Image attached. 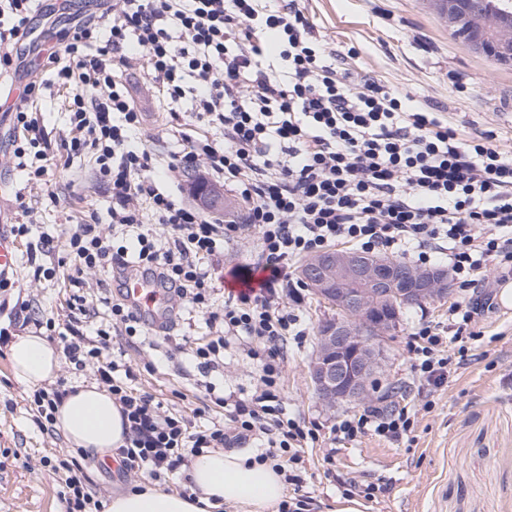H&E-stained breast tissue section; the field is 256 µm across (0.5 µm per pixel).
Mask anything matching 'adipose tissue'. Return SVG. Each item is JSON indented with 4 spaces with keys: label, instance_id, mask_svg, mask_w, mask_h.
I'll use <instances>...</instances> for the list:
<instances>
[{
    "label": "adipose tissue",
    "instance_id": "obj_1",
    "mask_svg": "<svg viewBox=\"0 0 512 512\" xmlns=\"http://www.w3.org/2000/svg\"><path fill=\"white\" fill-rule=\"evenodd\" d=\"M7 350L15 379L27 387L52 381L59 369L60 354L43 336H14ZM54 425L73 447L100 457L125 443L120 405L94 383L75 385L57 404ZM285 475V469L255 462L248 454L206 448L186 468L189 494L145 484L113 495L107 512H220L227 504L238 512H277L287 497Z\"/></svg>",
    "mask_w": 512,
    "mask_h": 512
}]
</instances>
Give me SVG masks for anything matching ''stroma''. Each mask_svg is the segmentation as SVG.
Instances as JSON below:
<instances>
[{
    "label": "stroma",
    "mask_w": 512,
    "mask_h": 512,
    "mask_svg": "<svg viewBox=\"0 0 512 512\" xmlns=\"http://www.w3.org/2000/svg\"><path fill=\"white\" fill-rule=\"evenodd\" d=\"M313 33L349 53L355 77L370 78L387 88L409 94L413 105L442 113L459 137L482 131L493 144L512 152V67L505 68L455 37L431 0H299ZM32 71L44 81L41 124L53 167L45 185L27 184L11 160V119L0 111V230L9 231L23 215L15 204L23 193L33 212L28 237L18 238V265L10 283L0 288V327L17 334L15 305L29 303L36 316L60 313L68 271L59 267L52 280L33 282L27 264L29 241L44 233L63 238L73 225L98 217L107 223L112 204L106 186L85 163H69L64 141L69 136L68 104L73 89L61 85L54 73L33 62ZM136 102L145 113L140 143L159 153L172 149L162 131L168 113L140 93ZM59 204H51L49 194ZM252 239L226 246L224 267L215 284L220 296L234 287V269L250 268L262 276ZM474 291H453L448 299L407 310L385 343L384 369L370 391V401L404 403L415 411L414 425L402 440L390 443L364 434L353 440L336 439L332 425L362 411L359 403L328 408L317 398L308 364L317 339L289 343L283 364L281 396L291 417L317 430L319 439L306 448L299 470L312 500L310 512H331L337 501L359 500L362 512H512V309L490 305L476 316L475 340L467 344L466 360L447 385L432 390L418 387L411 334L421 321H446L451 303L483 299L498 288L493 268L481 270ZM112 356L130 366L137 389L150 392L170 411L205 424L202 412L210 406L208 383L225 389L251 391L258 376L243 353L224 355L223 375L200 373L190 351L168 358L145 343L112 339ZM31 389L12 373L7 349L0 344V512H62L61 484L42 456L62 455L71 446L57 431H41L30 406ZM85 483L96 498L145 483L146 475L124 473L81 453Z\"/></svg>",
    "instance_id": "1"
}]
</instances>
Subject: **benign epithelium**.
<instances>
[{
	"mask_svg": "<svg viewBox=\"0 0 512 512\" xmlns=\"http://www.w3.org/2000/svg\"><path fill=\"white\" fill-rule=\"evenodd\" d=\"M433 4L449 29L460 24L455 0ZM195 196L208 207L224 205V195L211 187L197 189ZM301 275L338 313L320 325L308 365L316 395L330 408L366 398L382 370L383 344L396 329L398 314L379 316L378 311L390 304H424L452 291L448 271L400 269L395 259L382 255L329 251L310 258Z\"/></svg>",
	"mask_w": 512,
	"mask_h": 512,
	"instance_id": "1",
	"label": "benign epithelium"
}]
</instances>
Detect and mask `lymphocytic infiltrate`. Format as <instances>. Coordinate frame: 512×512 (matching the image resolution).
Returning <instances> with one entry per match:
<instances>
[{"instance_id":"lymphocytic-infiltrate-1","label":"lymphocytic infiltrate","mask_w":512,"mask_h":512,"mask_svg":"<svg viewBox=\"0 0 512 512\" xmlns=\"http://www.w3.org/2000/svg\"><path fill=\"white\" fill-rule=\"evenodd\" d=\"M40 0H0V73L18 72L16 48ZM275 35L287 75L267 64ZM62 84L78 81L70 105V157L90 165L110 189L108 225L84 223L62 242L43 237L28 248L34 280L51 277L49 261L70 266L74 288L62 318L48 319L76 369L91 370L122 408L128 433L123 464L151 479L172 478L205 448L259 440V461L288 455L299 462L313 430L281 404L289 339L309 328L289 303H301L294 275L302 259L339 244L364 252L410 256L427 266L447 262L460 290L494 267L512 276V155L479 133L460 138L440 113L408 107V97L370 79H355L342 52L314 37L296 0H98L96 11L56 44H40ZM139 70L160 110L189 99L188 120L164 135L178 147L165 157L133 139L142 115L123 76ZM42 82L25 83L10 107L15 168L31 183L49 172L48 145L37 111ZM200 169L243 202L240 220L188 207L163 177ZM254 237L266 276L259 288L215 306L213 275L225 244ZM136 265L164 287L175 315H200L209 332L189 347L205 373L224 365L231 342L256 363L259 385L229 394L209 385L227 420L205 429L128 384L132 369L108 355L113 336L135 338L145 327L123 302L82 331L97 307L84 287L89 273ZM478 307L458 301L447 326L420 324L414 365L420 386L440 387L453 371L449 344L476 336ZM407 407L371 406L334 425L337 436L372 434L391 442L410 432ZM43 464L60 473L66 512H87L100 500L87 491L77 459Z\"/></svg>"}]
</instances>
